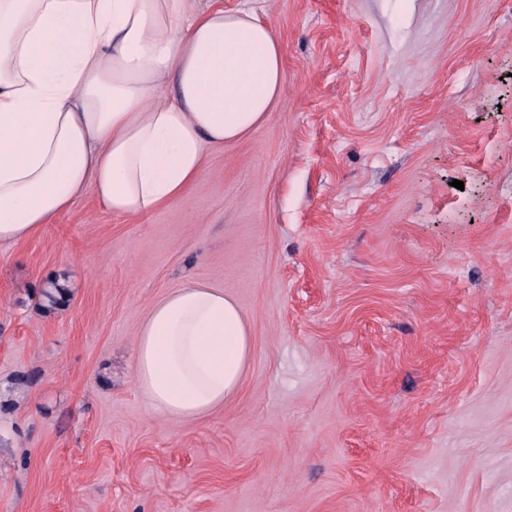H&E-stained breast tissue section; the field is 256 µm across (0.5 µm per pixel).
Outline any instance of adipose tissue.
<instances>
[{
  "label": "adipose tissue",
  "instance_id": "ef3b65f1",
  "mask_svg": "<svg viewBox=\"0 0 512 512\" xmlns=\"http://www.w3.org/2000/svg\"><path fill=\"white\" fill-rule=\"evenodd\" d=\"M281 91L269 24L197 0H0V246L38 234L93 187L146 216L200 184L207 148L260 125ZM250 355L223 289L190 281L153 303L133 374L151 408H223Z\"/></svg>",
  "mask_w": 512,
  "mask_h": 512
}]
</instances>
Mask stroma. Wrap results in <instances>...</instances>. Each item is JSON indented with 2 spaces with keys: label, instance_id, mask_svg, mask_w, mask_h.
<instances>
[{
  "label": "stroma",
  "instance_id": "1",
  "mask_svg": "<svg viewBox=\"0 0 512 512\" xmlns=\"http://www.w3.org/2000/svg\"><path fill=\"white\" fill-rule=\"evenodd\" d=\"M224 8L279 42L264 122L184 202L0 246V512H512V0ZM190 279L251 356L180 421L131 365Z\"/></svg>",
  "mask_w": 512,
  "mask_h": 512
}]
</instances>
